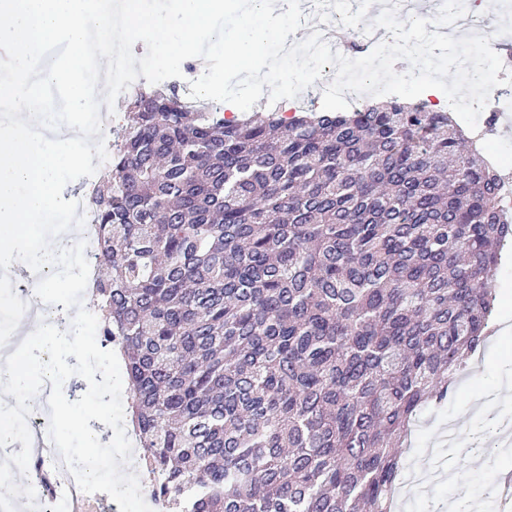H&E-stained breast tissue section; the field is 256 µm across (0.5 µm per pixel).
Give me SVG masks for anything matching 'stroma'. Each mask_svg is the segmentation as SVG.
I'll return each instance as SVG.
<instances>
[{
	"label": "stroma",
	"mask_w": 512,
	"mask_h": 512,
	"mask_svg": "<svg viewBox=\"0 0 512 512\" xmlns=\"http://www.w3.org/2000/svg\"><path fill=\"white\" fill-rule=\"evenodd\" d=\"M512 426V336L489 338L460 375L445 407L420 413L396 490L397 512H500L492 491L512 452L475 457L473 431L486 421Z\"/></svg>",
	"instance_id": "stroma-1"
}]
</instances>
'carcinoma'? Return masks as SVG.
<instances>
[{
	"instance_id": "obj_1",
	"label": "carcinoma",
	"mask_w": 512,
	"mask_h": 512,
	"mask_svg": "<svg viewBox=\"0 0 512 512\" xmlns=\"http://www.w3.org/2000/svg\"><path fill=\"white\" fill-rule=\"evenodd\" d=\"M128 107L92 293L160 509L394 512L413 417L489 337L501 174L423 101ZM322 92L323 91L318 92V89L314 83V85L308 87L307 93L303 97L296 98L297 105L300 108H296L295 110H292V106L289 105L287 99L279 100L272 105H268V101H265L263 103L262 107L260 106V103L262 101L258 100V102L255 105H256L257 109L260 110V112L261 111L264 112L263 109L267 110V109L271 108L273 110L274 109L279 110V112H286V115H288V116H291L292 112L307 111V109L322 111V110H324V109H322V106H321ZM287 103L291 107L288 110H285V105Z\"/></svg>"
}]
</instances>
